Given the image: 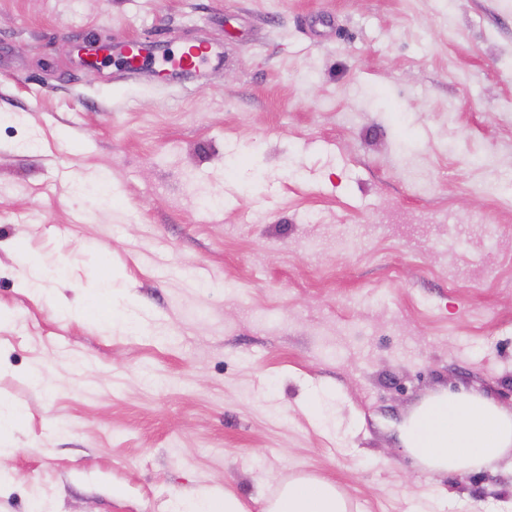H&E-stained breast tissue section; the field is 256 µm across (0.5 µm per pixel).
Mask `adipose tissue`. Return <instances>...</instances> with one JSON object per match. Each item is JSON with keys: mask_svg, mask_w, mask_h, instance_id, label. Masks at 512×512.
Masks as SVG:
<instances>
[{"mask_svg": "<svg viewBox=\"0 0 512 512\" xmlns=\"http://www.w3.org/2000/svg\"><path fill=\"white\" fill-rule=\"evenodd\" d=\"M403 444L429 471L463 473L512 448V414L483 396L446 392L414 411ZM261 512H346V506L332 483L299 478L265 501Z\"/></svg>", "mask_w": 512, "mask_h": 512, "instance_id": "1", "label": "adipose tissue"}]
</instances>
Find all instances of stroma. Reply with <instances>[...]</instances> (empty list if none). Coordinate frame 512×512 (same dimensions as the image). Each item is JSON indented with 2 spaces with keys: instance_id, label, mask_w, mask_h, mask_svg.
<instances>
[{
  "instance_id": "35a3bbf8",
  "label": "stroma",
  "mask_w": 512,
  "mask_h": 512,
  "mask_svg": "<svg viewBox=\"0 0 512 512\" xmlns=\"http://www.w3.org/2000/svg\"><path fill=\"white\" fill-rule=\"evenodd\" d=\"M444 392L512 412V0H0V512H260L303 476L512 512V449L405 451ZM212 48L205 42L185 46L178 54L173 72L194 73L209 60ZM24 415V409L17 403L0 398V459L12 452L10 436ZM239 501L224 491L203 490L191 502L179 501L171 512H242Z\"/></svg>"
}]
</instances>
